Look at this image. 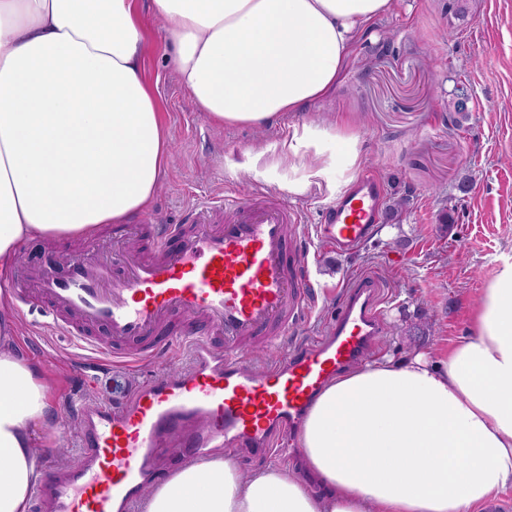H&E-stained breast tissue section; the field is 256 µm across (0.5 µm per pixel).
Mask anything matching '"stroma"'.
<instances>
[{"instance_id":"obj_1","label":"stroma","mask_w":512,"mask_h":512,"mask_svg":"<svg viewBox=\"0 0 512 512\" xmlns=\"http://www.w3.org/2000/svg\"><path fill=\"white\" fill-rule=\"evenodd\" d=\"M143 76L173 145V158L151 206L153 224H181L199 204L225 192L261 186L295 207L305 224L340 188L372 172L388 200L405 199L400 221L383 218L375 234L348 257L326 245L309 246L311 276L325 292L318 316L269 350L287 354L319 335L336 314L343 279L372 269L385 284L386 336L377 357L431 356L469 335L473 304L494 276L501 254H512V0H394L393 7L357 40L336 87L273 126L218 127L198 112L179 84L160 22L146 19ZM471 96L469 116L456 125L449 109L456 86ZM321 129V157L287 145L305 128ZM352 136L359 158L348 166L336 140ZM470 180L469 192L457 185ZM297 192H289V185ZM120 224L93 235L23 242L18 261L63 271L66 253L107 257ZM16 343L50 380L55 420L43 433L41 453L60 465L76 460L84 407L127 397L157 371L151 361L131 366L91 363L69 337L48 328L40 312L16 321Z\"/></svg>"}]
</instances>
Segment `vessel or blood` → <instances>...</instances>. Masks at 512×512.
Here are the masks:
<instances>
[{"mask_svg": "<svg viewBox=\"0 0 512 512\" xmlns=\"http://www.w3.org/2000/svg\"><path fill=\"white\" fill-rule=\"evenodd\" d=\"M384 202L383 184L362 173L314 231L348 255L368 240ZM310 231L297 210L256 188L225 194L188 223L147 229L146 247H120L105 260L71 255L61 273L28 268L56 329L90 352L171 362L186 349L192 357L119 404L83 411L82 452L49 469L43 512H130L173 446L187 461L218 446L266 456L300 427L327 380L374 354L387 330L384 284L361 270L342 281L326 333L269 363L246 357L247 343L274 347L312 321L319 295L307 272ZM95 328L108 343L92 336Z\"/></svg>", "mask_w": 512, "mask_h": 512, "instance_id": "b4317fda", "label": "vessel or blood"}]
</instances>
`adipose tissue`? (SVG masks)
Returning <instances> with one entry per match:
<instances>
[{
	"label": "adipose tissue",
	"instance_id": "1",
	"mask_svg": "<svg viewBox=\"0 0 512 512\" xmlns=\"http://www.w3.org/2000/svg\"><path fill=\"white\" fill-rule=\"evenodd\" d=\"M393 0H150L180 84L224 126L273 124L336 84ZM138 0H0V271L27 239L93 234L147 209L171 147L143 78ZM0 289V512H29L52 419ZM469 336L441 358L385 357L329 381L300 434L322 491L214 453L156 485L141 512H480L512 488V256Z\"/></svg>",
	"mask_w": 512,
	"mask_h": 512
}]
</instances>
